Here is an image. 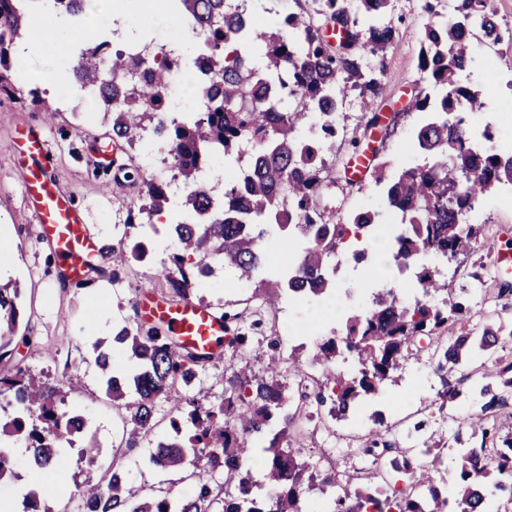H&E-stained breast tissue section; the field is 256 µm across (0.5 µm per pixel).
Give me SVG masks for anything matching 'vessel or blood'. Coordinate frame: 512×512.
<instances>
[{
    "mask_svg": "<svg viewBox=\"0 0 512 512\" xmlns=\"http://www.w3.org/2000/svg\"><path fill=\"white\" fill-rule=\"evenodd\" d=\"M20 140L26 165L23 192L33 205L39 233L53 245L69 281L83 283L97 244L71 199L58 189L41 162L47 146L43 124L22 129ZM137 303L143 321L165 324L177 344L187 350L201 355L215 354L227 340L223 316L209 307L190 300L177 304L162 302L146 290L140 292Z\"/></svg>",
    "mask_w": 512,
    "mask_h": 512,
    "instance_id": "vessel-or-blood-1",
    "label": "vessel or blood"
}]
</instances>
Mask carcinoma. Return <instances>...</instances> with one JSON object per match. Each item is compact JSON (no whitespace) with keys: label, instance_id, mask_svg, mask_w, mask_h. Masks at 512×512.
<instances>
[{"label":"carcinoma","instance_id":"obj_1","mask_svg":"<svg viewBox=\"0 0 512 512\" xmlns=\"http://www.w3.org/2000/svg\"><path fill=\"white\" fill-rule=\"evenodd\" d=\"M180 16L211 50L209 82L197 85V111L165 118L170 74L182 60V48H145L106 56L104 47L89 41L73 67L82 86L97 90L94 99L112 115V133L127 142L151 134L160 152L171 157L183 186L182 206L192 222L170 225L176 252L157 277L181 299L193 295L203 278L213 274L211 263L234 270L249 282L261 304L276 305L283 292L322 296L335 288L328 267L348 235L379 231L378 213L359 211L348 223L328 224L321 211L327 178L323 155L336 138V115L348 92L378 96L387 70L384 56L395 28L384 22L391 0H322L318 14L344 26L348 42L336 47L323 25L312 16L290 14L274 32L260 33L255 24L226 0H176ZM453 21L434 23L436 0H424L429 21L424 28L419 70L424 78L445 88L435 101L416 97L413 110L431 109L432 119L416 132L424 163L403 170L387 182L383 207L399 219L393 238L394 262L416 268L418 291L408 302L393 286L373 293L371 305L349 317L345 333L324 341L313 353L314 376L299 366L289 372L300 399L315 394L329 415L347 420L371 404L396 382V374L411 355H421L423 340L435 344L428 359L448 375L466 366L468 358L490 359L464 375L471 391L482 399L470 422L461 421L454 441L461 445L457 468L445 483L451 496L436 486L437 457L422 451L423 461H409L406 451L389 441L370 437L360 448L367 468L356 481L341 487L339 471L324 474L322 485L334 489L327 512H512V433L500 434L497 412L512 398V360L493 357L502 337L512 339V327H485L479 336L446 341L447 327L470 318V307L448 293L438 270L417 265L419 256L433 253L454 261L475 249L480 228L468 222L474 204L500 185H512V152L497 148L479 152L471 146L466 115L479 112L481 93L461 84L460 77L476 67L472 38L497 43L499 28L487 0H460ZM27 9L20 0H0V95L15 96L14 45L25 40ZM266 43L265 65H255L256 40ZM251 144V152L240 150ZM237 155V166L224 167V188L216 197L204 180L213 160ZM147 219L171 204L170 183L143 181ZM279 231L297 248L294 272L284 280L262 277L266 266L265 239ZM198 261L185 265L184 254ZM137 241L112 251V263L143 259ZM20 288L0 285V359L16 339L20 318ZM114 341L125 346L134 368L127 378L112 374L107 352L96 356L101 380L113 404L125 409L127 446L151 436L158 400L170 398L186 406L171 422L173 434L153 443L149 463L168 471L192 468L193 491L169 493L150 500L130 486L123 466H112L101 479L78 488L82 512H316L307 493L313 490L315 466L293 447L291 416L282 414L289 393L274 377L250 374L248 362L224 367L230 394L218 406L189 394L197 370L215 356H200L179 347L160 327H122ZM356 355L359 368L346 374L336 365L345 353ZM0 396H9L16 415L0 426V480L12 474L14 461L3 442L27 433L32 458L42 467L63 462L62 444L81 432L62 408L60 389L49 390L22 368L0 373ZM481 434L478 446L465 445L464 435ZM264 457L265 479H255L247 460ZM222 476L223 481L216 480Z\"/></svg>","mask_w":512,"mask_h":512}]
</instances>
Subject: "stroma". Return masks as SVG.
<instances>
[{
	"label": "stroma",
	"mask_w": 512,
	"mask_h": 512,
	"mask_svg": "<svg viewBox=\"0 0 512 512\" xmlns=\"http://www.w3.org/2000/svg\"><path fill=\"white\" fill-rule=\"evenodd\" d=\"M130 2L132 8L121 19L114 36L107 31L112 18L108 12L83 15L72 26L48 16L43 26L51 34L92 28L99 31L101 40L111 41L116 50L132 39L158 47L181 37V30L172 27L165 8L148 5L146 0ZM421 5V0H394L388 15L396 28L394 43L385 56L388 80L377 97L364 100L353 91L344 98L339 107L340 134L325 155L333 170L347 169L358 146L376 147L377 158L385 163L390 177L422 163L414 136L425 115L408 107L412 96L424 86L418 64L427 17ZM490 8L503 37L493 46L475 43L474 49L493 60L499 82L493 87L482 73H471L469 83L481 91L483 109L472 114L469 123L478 148L493 143L507 149L512 148V0H490ZM38 91L35 101L27 95L0 97V225H9L12 249L11 267L0 272V283L20 288L18 333L30 339L29 345L20 346L11 361L20 365L26 375L49 385L73 380L67 409L87 420L88 429L75 436L73 445L65 447V461L56 469L37 467L24 438L11 439L8 446L15 460L14 475L0 481V504L11 512H23L28 492L49 487L52 496L41 502L47 512H78L76 487L98 480L116 457L141 496L159 498L169 492L189 491L191 482L182 473L147 464L148 442L126 448L125 412L113 406L106 395L95 362L96 349L103 346L112 351L117 375L126 374L130 368L127 355L113 345L112 338L122 326L139 320L136 297L141 290H153L159 299L169 303L176 300L165 282L155 276L157 268L167 263L175 249L163 223L178 220L176 209H169L167 218H156L152 230L127 225L130 212L136 211L140 203L143 180L154 176L170 179L171 164L144 141L132 147L124 141L111 146L112 124L104 120L102 113L58 107L57 97L49 87L39 86ZM370 109L391 118L388 136L366 129L365 114ZM43 118L48 121L45 136L52 176L59 188L76 200L90 233L102 245L101 251L91 257L81 285L67 279L53 250L40 237L31 206L22 192L25 170L15 130ZM486 129L492 131L493 141L483 139ZM382 194V185L369 177L360 182L342 180L326 185L322 196L325 220L332 223L358 210L375 209L380 222L394 223V215L381 208ZM469 219L481 227L483 248L451 263L438 264L430 256L421 259L422 264L437 265L449 291L460 294L472 306L466 324L449 328L452 336L467 331L476 334L484 325L512 320V270H503L486 257L488 246L512 244V189L505 187L481 198ZM134 238L146 244V258L113 267V246ZM351 253L347 246L340 256L343 266L335 277L340 307L335 311L325 310L324 298L291 296L280 299L276 307L261 309L251 289L234 282L220 268L198 284L192 299L217 312L231 314L230 327L248 336L247 354L254 373L261 376L265 365L260 354L271 341H279L282 353L297 347L301 359H309L318 344L342 333L348 318L369 306L376 284L364 276L362 265L352 260ZM501 284L509 285V292L498 293ZM444 379V373L437 371L428 358L408 359L397 385L372 403L383 416L379 425L368 419L356 425L332 420L326 411L318 410L315 401H308L306 408L311 411L312 420L299 441L304 457L321 471L330 459L340 470L357 471L364 460L356 450L369 431L376 429L398 448H421L430 435L443 436L446 445L441 461L443 466H451L456 456V426L479 405L464 396L454 405L441 406L439 394L444 389ZM90 443L100 450L92 463L79 453Z\"/></svg>",
	"instance_id": "obj_1"
}]
</instances>
